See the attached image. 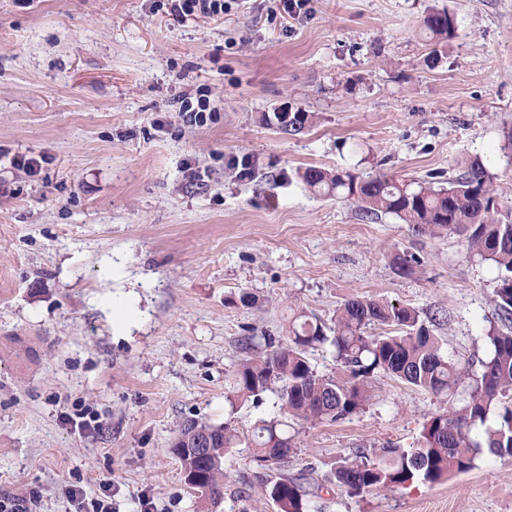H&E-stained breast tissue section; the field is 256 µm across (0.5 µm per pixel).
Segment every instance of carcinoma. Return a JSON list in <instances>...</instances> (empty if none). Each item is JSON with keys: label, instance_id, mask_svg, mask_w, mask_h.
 I'll list each match as a JSON object with an SVG mask.
<instances>
[{"label": "carcinoma", "instance_id": "carcinoma-1", "mask_svg": "<svg viewBox=\"0 0 512 512\" xmlns=\"http://www.w3.org/2000/svg\"><path fill=\"white\" fill-rule=\"evenodd\" d=\"M423 27L431 38L444 43L454 36L456 21L450 11L434 9L424 16ZM274 119L281 133L296 136L307 127L309 113L276 112ZM303 179L322 195L354 204L363 220L391 214L421 235L462 237L470 252L498 270V307L512 311V221L501 218L492 177L481 164L470 163L460 177L440 188L318 167L307 168ZM394 264L399 276L410 277L421 261L403 252L394 257ZM438 321L435 315L423 319L407 306L353 297L340 304L330 325L295 312L288 317L287 342L269 336L263 349L251 338L245 342L227 400L233 406L250 399L257 402L272 392L281 402L280 415L259 420L251 439L252 461L278 474L266 490L280 512H308L309 497L322 489L302 473L290 477L283 472L292 452L288 421L346 419L368 402V384L378 375L450 397L463 386L465 398L460 406L451 404L447 411L431 416L414 448H361L336 461L331 475L348 494L439 483L471 470L483 448L512 459V331L490 328V353L480 360V371L473 373L441 351L433 333ZM376 325L391 331L368 335L367 329ZM323 345L334 349L344 377L320 375L310 365L308 350ZM204 434L211 445L201 456L195 441ZM239 444L237 431L228 425L187 419L172 451L181 462L185 483L202 500L213 503L223 494L224 457Z\"/></svg>", "mask_w": 512, "mask_h": 512}]
</instances>
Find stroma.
<instances>
[{"label":"stroma","mask_w":512,"mask_h":512,"mask_svg":"<svg viewBox=\"0 0 512 512\" xmlns=\"http://www.w3.org/2000/svg\"><path fill=\"white\" fill-rule=\"evenodd\" d=\"M447 8L435 46L425 12ZM204 100L202 121L181 108ZM309 112L295 137L274 113ZM512 0H0V493L76 512H202L171 449L185 419L230 424L213 512H278L246 443L279 400L231 407L244 337L288 311L331 320L352 297L441 317L443 350L479 371L501 326L498 271L454 235L364 221L306 168L437 185L484 165L512 203ZM37 158L38 172L15 165ZM421 261L398 276L393 257ZM253 298L244 305L241 294ZM359 412L298 423L288 472L325 487L313 512H512V460L478 454L436 483L352 496L339 457L415 446L447 395L379 376ZM172 10L178 14L193 13L199 10L204 14H218L224 11L223 0H170ZM177 2V3H176ZM422 23L431 39L438 43L448 42L456 32L455 17L446 9H432L424 16Z\"/></svg>","instance_id":"35a3bbf8"}]
</instances>
